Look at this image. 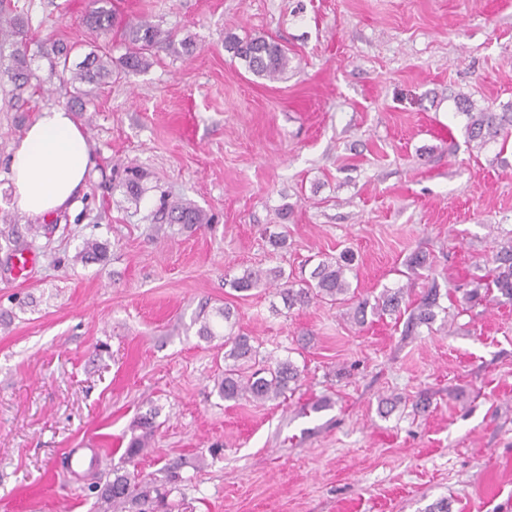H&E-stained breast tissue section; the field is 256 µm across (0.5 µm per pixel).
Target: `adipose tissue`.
I'll list each match as a JSON object with an SVG mask.
<instances>
[{
	"mask_svg": "<svg viewBox=\"0 0 512 512\" xmlns=\"http://www.w3.org/2000/svg\"><path fill=\"white\" fill-rule=\"evenodd\" d=\"M94 166L91 144L72 112L43 108L12 150L10 180L20 209L42 219L72 207Z\"/></svg>",
	"mask_w": 512,
	"mask_h": 512,
	"instance_id": "obj_1",
	"label": "adipose tissue"
}]
</instances>
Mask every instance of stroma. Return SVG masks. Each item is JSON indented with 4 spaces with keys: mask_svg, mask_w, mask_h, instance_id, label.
Listing matches in <instances>:
<instances>
[{
    "mask_svg": "<svg viewBox=\"0 0 512 512\" xmlns=\"http://www.w3.org/2000/svg\"><path fill=\"white\" fill-rule=\"evenodd\" d=\"M12 2L44 86L20 104L0 84V512H97L90 460L118 463L151 408L136 469L182 461L183 512H512V304L465 310L456 291L512 232V144L471 149L449 99L512 102V0H111L118 27L146 19L193 51L101 85L76 115L97 175L43 220L21 212L8 171L34 115L75 94L50 79L49 43L77 60L125 47L86 24L91 0ZM229 35L275 39L287 73L254 77ZM164 198L210 224H162ZM89 240L106 258L75 262ZM346 248L359 297L403 286L414 301L438 282L447 330L407 310L358 326L345 305L288 310L224 284L248 267L297 281ZM417 253L430 270L410 269ZM224 306L261 354L299 367V387L220 398L222 341L198 330Z\"/></svg>",
    "mask_w": 512,
    "mask_h": 512,
    "instance_id": "stroma-1",
    "label": "stroma"
}]
</instances>
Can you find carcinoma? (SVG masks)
<instances>
[{
  "mask_svg": "<svg viewBox=\"0 0 512 512\" xmlns=\"http://www.w3.org/2000/svg\"><path fill=\"white\" fill-rule=\"evenodd\" d=\"M95 8L86 17L89 26L107 32L116 23V15L106 7L108 0H92ZM22 18L13 13L9 4H0V54L4 52L6 39L20 33ZM126 52L119 58V65L125 72L137 73L150 65L149 58L161 49H175L174 35L148 21L129 23L123 28ZM224 49L234 59L241 60L246 69L258 78L277 80L288 71V49L278 42L264 37L239 38L229 35L225 38ZM73 47L63 42H52L51 70L49 77L60 79L69 77V82L77 86L78 96L75 105L83 103L96 95L99 86L112 79V55L108 50L89 52L84 60L72 68L69 65ZM12 65L0 72V81L12 84V91L20 99L31 87V72L26 51L13 44ZM456 111L465 116V133L468 142L479 149L490 143L500 144L505 150L512 138V103L502 106L497 112L490 107H480L467 94L458 92L451 96ZM167 221L181 224L186 229H195L211 222V218L190 201H177L168 206ZM107 247L100 242H88L75 256V261L88 263L100 261L106 257ZM354 254L345 249L336 257H327L318 262L310 275L303 280L300 287L293 288V282L286 279L282 269H245L227 281L236 292H249L255 288L283 285L279 289L284 304L291 309L295 305L309 304L314 299L344 303L351 294V279L356 277L352 262ZM490 266V276L485 282H478L470 289L461 288L462 300L476 303L487 299L497 302H512V237L503 239L496 251L486 257ZM406 289L402 286L385 288L374 302L367 299L357 301L353 308L354 323L363 325L367 311L381 316L401 312ZM440 291L433 284L421 296L414 313V319L421 324L432 325L437 317ZM216 314L224 319V326L230 332L224 338V374L215 379L214 388L218 395L226 400L237 402L275 401L291 387L298 385L301 370L292 360L274 358L270 355L260 356L258 348L251 343V338L231 331L230 308H219ZM153 409L135 421L131 437L121 455V464L115 465L105 475V481L95 482L98 490L99 512H173L174 503L170 501L173 492L179 489L183 477L180 473L182 464L169 463L160 469L159 477H143L128 469L135 463L146 448L150 447L155 433Z\"/></svg>",
  "mask_w": 512,
  "mask_h": 512,
  "instance_id": "1",
  "label": "carcinoma"
}]
</instances>
